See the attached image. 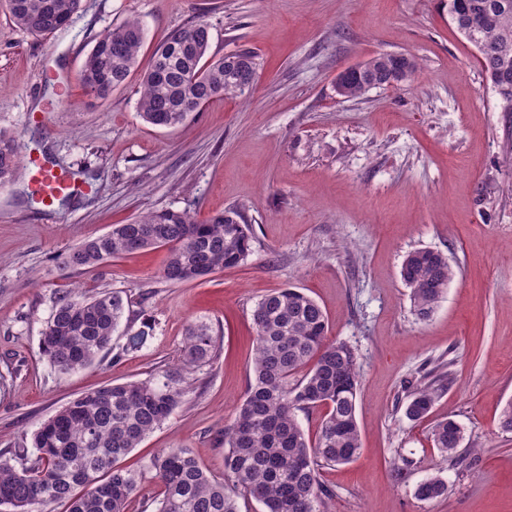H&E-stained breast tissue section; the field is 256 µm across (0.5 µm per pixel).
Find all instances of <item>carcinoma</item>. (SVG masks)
I'll return each instance as SVG.
<instances>
[{
	"label": "carcinoma",
	"mask_w": 512,
	"mask_h": 512,
	"mask_svg": "<svg viewBox=\"0 0 512 512\" xmlns=\"http://www.w3.org/2000/svg\"><path fill=\"white\" fill-rule=\"evenodd\" d=\"M13 21L35 36L69 25L82 0H5ZM457 31L483 45L480 64L492 84L512 104V0H448ZM180 39L177 54L170 43ZM143 28L129 19L96 41L79 74L80 84L98 98H108L140 66ZM210 25L200 20L169 33L141 70L137 109L152 126L172 129L218 97H241L257 71L256 56L235 51L209 53ZM416 59L383 53L339 75L340 96L357 99L370 89L411 79ZM21 153L16 138L0 130V188L14 179ZM250 226L239 211L229 209L204 220L184 210H160L133 218L87 239L64 259L68 268L88 270L117 256L164 248L163 278L173 283L204 279L216 271L243 264L251 252ZM447 256L431 249L409 253L401 279L410 289L417 315L425 319L455 278ZM125 303L118 292L91 296L66 293L57 298L41 336L48 363L61 373L95 364L113 337L126 336L122 350L142 346L148 323L119 331ZM256 353L253 380L224 431V479H214L190 449L162 448L139 471L120 466L123 457L164 425L185 401L196 373L212 367L218 336L212 325L188 326L180 359L133 382L112 384L68 401L32 434L33 457L0 459V507L5 512H127L146 472L159 479L161 491L153 512H240L238 499H253L263 512H324L332 491L320 470L347 465L360 454L361 431L356 402L360 389L355 350L328 339L329 321L321 306L299 288H283L263 296L253 310ZM439 398L430 381L411 394L406 415L428 417ZM325 408L315 438H310L296 412ZM436 448L453 464L468 468L461 456L459 425L451 418L432 428ZM448 493L435 475L417 485L415 496L432 500Z\"/></svg>",
	"instance_id": "1"
}]
</instances>
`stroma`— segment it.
Segmentation results:
<instances>
[{
	"label": "stroma",
	"mask_w": 512,
	"mask_h": 512,
	"mask_svg": "<svg viewBox=\"0 0 512 512\" xmlns=\"http://www.w3.org/2000/svg\"><path fill=\"white\" fill-rule=\"evenodd\" d=\"M135 18L142 59L168 33L211 28V54L249 49L252 90L216 99L179 128L139 116V78L105 100L77 76L96 40ZM380 53L413 56L409 81L358 99L336 92L345 69ZM48 112V121L37 118ZM0 127L21 145L14 182L0 189V453L31 449L40 423L79 394L145 378L176 362L184 330L208 320L220 339L213 368L171 420L124 457L137 469L161 448L191 449L224 474V431L252 374L259 299L303 289L327 313L330 336L358 356L362 448L326 467L328 512H512V109L479 53L448 21L443 0H85L71 26L29 35L0 7ZM47 159L88 187L65 203L29 199L31 160ZM239 209L252 253L207 280L166 281L165 250L136 252L91 271L63 258L83 240L155 210L204 219ZM437 250L456 276L419 318L400 271L408 253ZM119 291L148 320L142 347L63 374L40 348L64 291ZM443 375L430 416L406 397ZM454 419L471 469L452 466L431 430ZM410 466L396 475L392 462ZM442 476L448 494L414 491Z\"/></svg>",
	"instance_id": "35a3bbf8"
}]
</instances>
